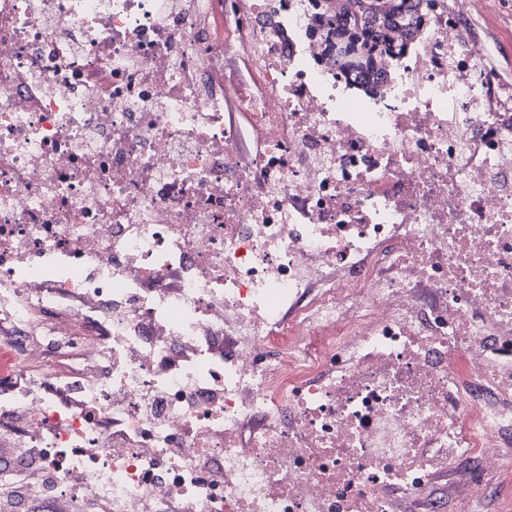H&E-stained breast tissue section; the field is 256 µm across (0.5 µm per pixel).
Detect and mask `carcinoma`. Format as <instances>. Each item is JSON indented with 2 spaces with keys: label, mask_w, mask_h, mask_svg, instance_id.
<instances>
[{
  "label": "carcinoma",
  "mask_w": 512,
  "mask_h": 512,
  "mask_svg": "<svg viewBox=\"0 0 512 512\" xmlns=\"http://www.w3.org/2000/svg\"><path fill=\"white\" fill-rule=\"evenodd\" d=\"M313 25L336 69L366 92L389 63L414 43L431 18L435 0H307Z\"/></svg>",
  "instance_id": "cac0c4a2"
}]
</instances>
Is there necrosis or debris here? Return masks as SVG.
<instances>
[{"mask_svg": "<svg viewBox=\"0 0 512 512\" xmlns=\"http://www.w3.org/2000/svg\"><path fill=\"white\" fill-rule=\"evenodd\" d=\"M469 9L356 95L305 0H0L14 512L500 494L512 85Z\"/></svg>", "mask_w": 512, "mask_h": 512, "instance_id": "1", "label": "necrosis or debris"}]
</instances>
